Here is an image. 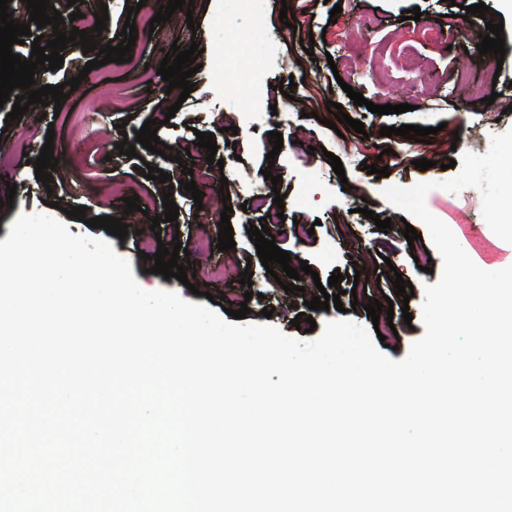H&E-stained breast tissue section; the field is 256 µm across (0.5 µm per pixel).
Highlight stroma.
Here are the masks:
<instances>
[{"label":"stroma","instance_id":"1","mask_svg":"<svg viewBox=\"0 0 512 512\" xmlns=\"http://www.w3.org/2000/svg\"><path fill=\"white\" fill-rule=\"evenodd\" d=\"M484 2L490 12L499 13L504 24L501 32L506 54L497 79L487 78L478 55L462 57L460 45L475 41L485 32L481 18H460L461 6ZM341 13H334V5ZM420 8L419 21L406 19L405 13ZM287 22H280V15ZM197 21V29H189L188 21ZM447 28L445 40L436 41L424 34L435 25ZM313 39V53H306L301 42ZM180 49L198 44V73L192 75L194 85L185 102L176 95L147 93L137 71L125 63H109L92 70L78 90L73 91L61 108L29 106L22 118L8 121L0 111V153L14 154L12 167L0 172V199L12 198V205L0 208V241L10 233L19 214L47 212L43 184L37 181L31 159L40 155L46 140L54 142L58 165L52 173V201L62 206L60 221L66 222L71 234L109 239L114 251L130 261L134 278L148 289H176L181 297L194 304H206L208 297L233 292L244 295L252 291L246 323H271L284 335L302 342L315 340V333L296 329L293 317L302 312L298 293H290L271 283L262 265L250 226L258 224L260 211L244 209L252 188L264 184V170H271L280 181L285 220L313 226L312 235L298 238L291 231L276 236V245L291 256L306 261L317 271L321 281L332 272H341L343 290H351L356 273H363L369 298L391 297L395 313L393 323L398 332L383 353L392 360H402L411 344L420 339L425 285L435 284L442 270V259L433 256L432 273L421 271L413 259L415 252L432 250L426 227L415 223V242H407L401 233L402 210L391 204L383 191L390 186L410 187L419 182H441L455 176L449 159H460L462 153L485 154L491 136L512 128V112L487 105L486 97L500 94L512 102V7L506 0H459L449 6L447 0H194L192 12L175 10L169 21L160 23L154 33L139 31L132 55L149 70H157L171 44ZM295 77L298 85L292 96L277 91L281 79ZM113 79L116 89L131 101L128 110L99 113L88 111V104L98 96L105 79ZM352 86L362 93L365 105L353 104L344 88ZM340 103L345 114L364 125L363 133L346 131L337 135L327 127L331 115L327 101ZM410 104L401 114L377 115L369 104ZM177 112L169 123L160 126L157 135L169 146L192 137L194 131L212 134L223 159V179H212L211 198L195 204L186 192L178 163L165 160L144 147H137L136 157L114 153L113 142L138 132L146 120L165 112ZM276 107V115L268 121L254 123L253 113L268 112ZM84 115L82 126L71 125L68 113ZM55 121H48V114ZM416 125L436 128V135L421 143L394 135L382 136L381 127ZM280 131L283 148L274 161L268 134ZM393 149L395 158L389 174L376 178L366 170L384 149ZM338 156L344 176H337L330 156ZM432 160L433 168H415V160ZM168 172L167 184L173 187V199L179 207L177 223L162 222V241L179 236L190 251L188 273L196 282L207 285V296H197L179 284L177 279H164L152 273V261L143 257V239L151 237L152 217H162L163 184L142 177V163ZM16 184L8 192V184ZM226 192H219V184ZM230 194L233 213L230 218L236 243L235 270L228 277L208 279L207 267L225 263L226 252L217 248L219 227L210 219V209L223 194ZM138 195L140 209L125 213L124 199ZM86 206L88 219L96 216L124 218L132 231L126 238L109 236L86 222L68 217L72 206ZM375 211L380 218L390 219L391 227L378 231L374 221L359 214V207ZM427 209L452 228L458 241L464 242L469 257L478 251L497 249L501 257L498 267L512 265V244L496 236L482 215L479 190L466 188L459 193L435 189L426 197ZM251 270L252 287L242 286L239 274ZM409 280L414 295L409 302L395 297V277ZM315 280V281H318ZM315 281L305 280V287ZM284 308L287 318H264L263 308ZM411 323H404V314Z\"/></svg>","mask_w":512,"mask_h":512}]
</instances>
